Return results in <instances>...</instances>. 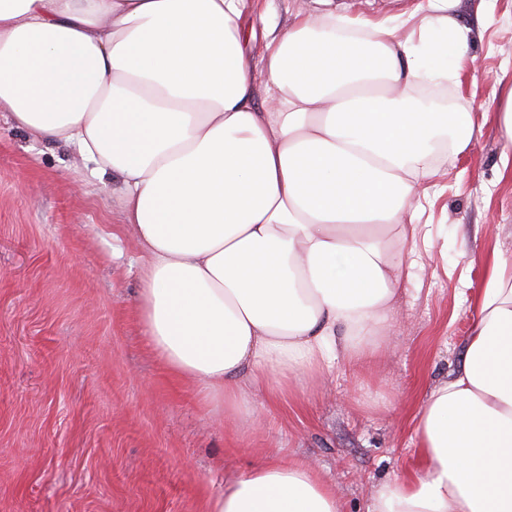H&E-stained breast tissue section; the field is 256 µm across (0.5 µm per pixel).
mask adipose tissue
<instances>
[{
  "mask_svg": "<svg viewBox=\"0 0 512 512\" xmlns=\"http://www.w3.org/2000/svg\"><path fill=\"white\" fill-rule=\"evenodd\" d=\"M279 24L266 12L257 80L248 0H0V112L78 143L120 180L147 256L145 340L235 430L250 392L288 391L337 353L374 358L415 264L434 142L481 128L436 110L468 30L427 0L420 40L334 0ZM453 375L429 390L422 468L368 512H512V264L492 263ZM210 512H343L312 463L265 461Z\"/></svg>",
  "mask_w": 512,
  "mask_h": 512,
  "instance_id": "1",
  "label": "adipose tissue"
}]
</instances>
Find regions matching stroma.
I'll use <instances>...</instances> for the list:
<instances>
[{"instance_id": "stroma-1", "label": "stroma", "mask_w": 512, "mask_h": 512, "mask_svg": "<svg viewBox=\"0 0 512 512\" xmlns=\"http://www.w3.org/2000/svg\"><path fill=\"white\" fill-rule=\"evenodd\" d=\"M419 31L418 0H336ZM469 30L443 108L482 115L512 88V0H458ZM494 120L441 151L421 218V265L404 277L393 334L371 369L341 356L284 397L253 400L266 424L225 432L151 351L137 315L143 251L126 234L118 178L74 144L0 117V512H209L267 459L315 461L345 512L420 470L427 391L458 366L470 299L499 253L512 262V171Z\"/></svg>"}]
</instances>
